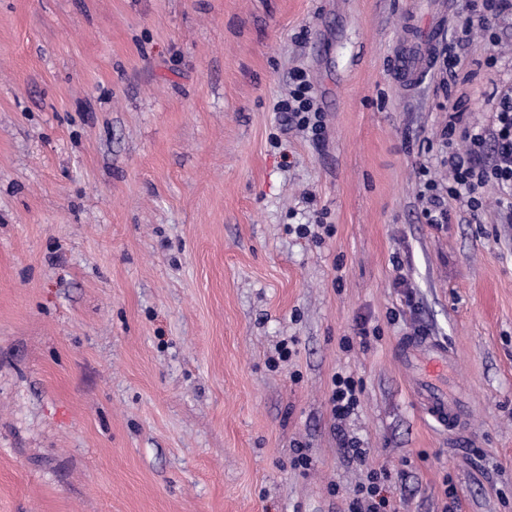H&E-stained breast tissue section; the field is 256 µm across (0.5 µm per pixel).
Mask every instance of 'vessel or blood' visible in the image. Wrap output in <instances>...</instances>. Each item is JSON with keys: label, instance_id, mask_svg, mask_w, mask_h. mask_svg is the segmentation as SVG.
I'll return each instance as SVG.
<instances>
[{"label": "vessel or blood", "instance_id": "obj_1", "mask_svg": "<svg viewBox=\"0 0 512 512\" xmlns=\"http://www.w3.org/2000/svg\"><path fill=\"white\" fill-rule=\"evenodd\" d=\"M402 357L416 363L420 370L419 395L424 413L449 430H460L463 408L450 391L440 388L435 379L447 375L451 367L447 345L430 336H416L401 348Z\"/></svg>", "mask_w": 512, "mask_h": 512}]
</instances>
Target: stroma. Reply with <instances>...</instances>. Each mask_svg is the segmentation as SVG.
Returning a JSON list of instances; mask_svg holds the SVG:
<instances>
[{"label":"stroma","mask_w":512,"mask_h":512,"mask_svg":"<svg viewBox=\"0 0 512 512\" xmlns=\"http://www.w3.org/2000/svg\"><path fill=\"white\" fill-rule=\"evenodd\" d=\"M467 3L0 0V512H345L370 467L394 512H512V224L494 183L447 224L419 198L449 100L485 127L512 86V13L463 42ZM296 69L322 140L277 110ZM402 357L416 362L420 370L419 395L424 413L448 431H458L463 424V408L452 393L433 382L434 376H446L451 367L448 346L431 336H415L400 349ZM329 405L332 417L343 421L357 410L362 393L361 381L351 375L334 374L331 380Z\"/></svg>","instance_id":"35a3bbf8"}]
</instances>
